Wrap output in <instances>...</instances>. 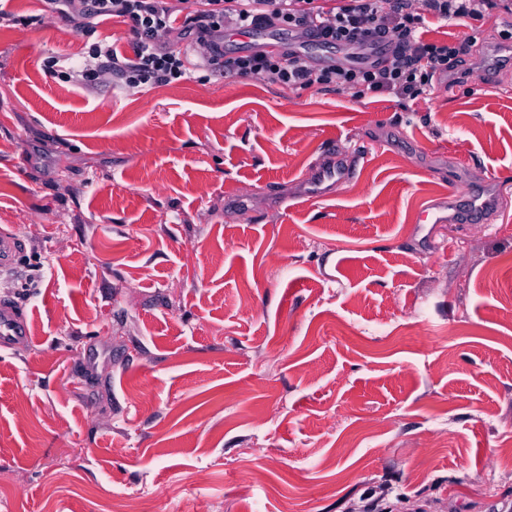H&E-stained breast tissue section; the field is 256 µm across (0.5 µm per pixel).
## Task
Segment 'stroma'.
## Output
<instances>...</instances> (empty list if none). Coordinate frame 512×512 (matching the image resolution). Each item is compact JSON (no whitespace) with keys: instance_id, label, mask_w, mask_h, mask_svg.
Segmentation results:
<instances>
[{"instance_id":"1","label":"stroma","mask_w":512,"mask_h":512,"mask_svg":"<svg viewBox=\"0 0 512 512\" xmlns=\"http://www.w3.org/2000/svg\"><path fill=\"white\" fill-rule=\"evenodd\" d=\"M0 24V512H494L512 503V19L398 101L255 78L94 92ZM356 162L327 197L324 149ZM482 223L425 220L468 196ZM354 175L355 167L339 147L332 145L324 150L322 160L308 175L304 188L310 197H326L336 185L350 180ZM21 248V241L15 235L1 232L0 235V272L13 265ZM31 339L27 317L7 299H0V351L12 350Z\"/></svg>"}]
</instances>
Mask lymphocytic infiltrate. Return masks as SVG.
I'll return each mask as SVG.
<instances>
[{
	"instance_id": "f902f5d3",
	"label": "lymphocytic infiltrate",
	"mask_w": 512,
	"mask_h": 512,
	"mask_svg": "<svg viewBox=\"0 0 512 512\" xmlns=\"http://www.w3.org/2000/svg\"><path fill=\"white\" fill-rule=\"evenodd\" d=\"M496 9L512 16V0H44L47 15L86 41L79 65L66 67L55 58L47 69L89 92L112 82L131 89L167 85L203 69L290 89L333 86L359 97L413 100L431 94L436 75L461 66L472 44L468 38L425 39L420 32L425 19L448 24ZM110 18L128 25L131 55L96 39L100 22ZM260 23L291 34L312 32L331 46L364 47L385 38L393 50L379 64L325 67L310 66L289 51L225 54V32Z\"/></svg>"
}]
</instances>
